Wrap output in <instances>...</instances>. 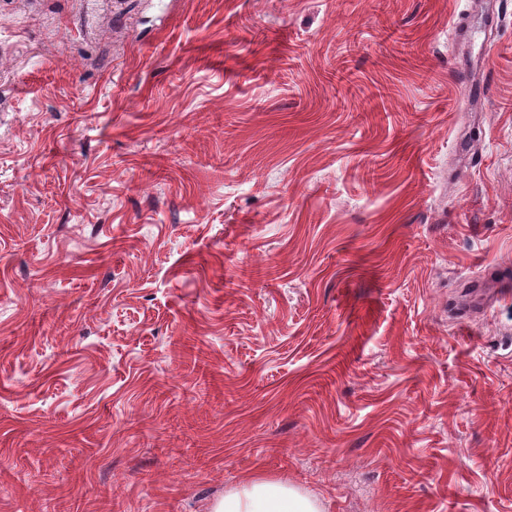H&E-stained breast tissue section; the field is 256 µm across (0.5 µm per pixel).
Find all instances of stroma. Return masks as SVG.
<instances>
[{
  "label": "stroma",
  "mask_w": 512,
  "mask_h": 512,
  "mask_svg": "<svg viewBox=\"0 0 512 512\" xmlns=\"http://www.w3.org/2000/svg\"><path fill=\"white\" fill-rule=\"evenodd\" d=\"M258 475L512 512V0H0V512Z\"/></svg>",
  "instance_id": "1"
}]
</instances>
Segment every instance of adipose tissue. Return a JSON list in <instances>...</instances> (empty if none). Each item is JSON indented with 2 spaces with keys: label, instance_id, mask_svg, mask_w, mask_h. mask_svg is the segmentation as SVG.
<instances>
[{
  "label": "adipose tissue",
  "instance_id": "obj_1",
  "mask_svg": "<svg viewBox=\"0 0 512 512\" xmlns=\"http://www.w3.org/2000/svg\"><path fill=\"white\" fill-rule=\"evenodd\" d=\"M213 512H320L315 499L280 480L253 478L228 492Z\"/></svg>",
  "mask_w": 512,
  "mask_h": 512
}]
</instances>
